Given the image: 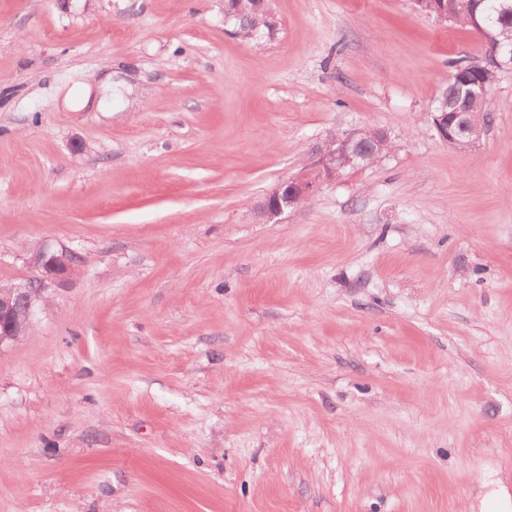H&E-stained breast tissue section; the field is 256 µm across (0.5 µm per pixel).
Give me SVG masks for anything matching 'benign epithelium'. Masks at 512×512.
I'll list each match as a JSON object with an SVG mask.
<instances>
[{
	"mask_svg": "<svg viewBox=\"0 0 512 512\" xmlns=\"http://www.w3.org/2000/svg\"><path fill=\"white\" fill-rule=\"evenodd\" d=\"M488 56L494 63L484 61L466 66L461 83L468 88L470 97L484 96L483 77L490 66L500 68L512 65V50L504 55L499 46H491ZM434 126L440 138L454 145H469L478 141L483 128L473 124L471 113L465 119L448 115V97H442L434 113ZM388 141L382 129L373 133V144H359L358 136H348L333 144L328 151L294 177L278 182L267 194L260 206L259 214L270 220L283 212L294 209L302 202L312 199L327 182L340 176L346 166H367L378 157L375 146ZM24 263L28 275L16 282L0 285V349L10 347L28 335L40 316L51 306L57 295L70 288L76 278L74 251L64 245L41 244L25 252Z\"/></svg>",
	"mask_w": 512,
	"mask_h": 512,
	"instance_id": "7a95c632",
	"label": "benign epithelium"
}]
</instances>
